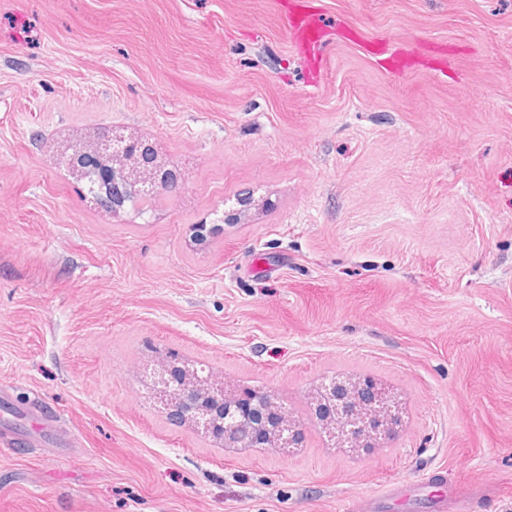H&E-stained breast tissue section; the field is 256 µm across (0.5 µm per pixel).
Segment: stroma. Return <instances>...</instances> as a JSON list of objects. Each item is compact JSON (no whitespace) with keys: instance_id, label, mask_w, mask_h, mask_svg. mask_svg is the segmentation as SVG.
<instances>
[{"instance_id":"1","label":"stroma","mask_w":512,"mask_h":512,"mask_svg":"<svg viewBox=\"0 0 512 512\" xmlns=\"http://www.w3.org/2000/svg\"><path fill=\"white\" fill-rule=\"evenodd\" d=\"M322 4L314 84L275 0H0V411L66 433L0 456V512H344L440 468L512 512V0ZM347 24L448 64L392 75ZM101 127L181 190L91 206L58 152ZM170 358L275 392L301 446L170 418ZM336 376L388 390L400 434L330 440Z\"/></svg>"}]
</instances>
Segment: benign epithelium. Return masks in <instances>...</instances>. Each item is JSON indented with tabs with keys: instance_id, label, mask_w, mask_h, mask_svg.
I'll return each mask as SVG.
<instances>
[{
	"instance_id": "benign-epithelium-1",
	"label": "benign epithelium",
	"mask_w": 512,
	"mask_h": 512,
	"mask_svg": "<svg viewBox=\"0 0 512 512\" xmlns=\"http://www.w3.org/2000/svg\"><path fill=\"white\" fill-rule=\"evenodd\" d=\"M131 146L124 135L114 131L91 150L112 158V168L94 170L100 191L115 200L130 196L138 202L160 191V179L169 169L155 159L144 158L141 150L125 158ZM158 376L157 392L168 414H180L212 435L216 428L223 429L218 440L226 448H297L301 443L302 429L271 393L243 396L169 360L158 364ZM318 406L329 409V417L322 421L329 437L352 451L381 445L394 437L401 425L399 404L370 380L334 378L320 388Z\"/></svg>"
}]
</instances>
